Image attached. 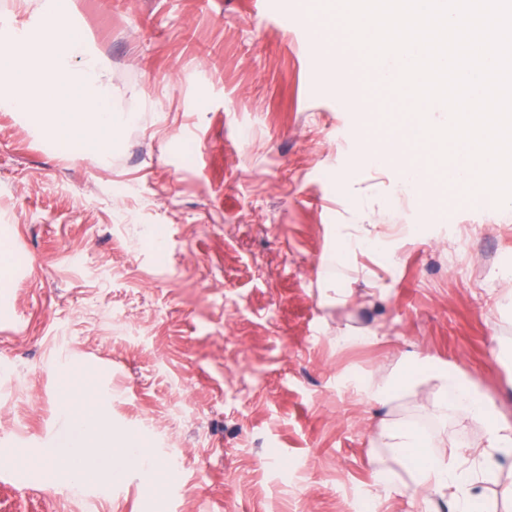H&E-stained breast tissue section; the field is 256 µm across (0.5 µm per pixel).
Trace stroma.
Here are the masks:
<instances>
[{
    "instance_id": "1",
    "label": "stroma",
    "mask_w": 512,
    "mask_h": 512,
    "mask_svg": "<svg viewBox=\"0 0 512 512\" xmlns=\"http://www.w3.org/2000/svg\"><path fill=\"white\" fill-rule=\"evenodd\" d=\"M316 6L69 0L66 23L91 39L130 120L102 163L0 111V512H449L375 485L387 452L369 425L419 421L466 444L480 424L345 387L415 354L472 380L512 425V359L492 353L512 338V215L463 197L434 219L400 166L366 158L359 114L312 60ZM336 224L386 239L350 258L344 307L321 297ZM349 326L375 342L336 347ZM85 377L159 464L155 485L132 470L46 482L35 454L68 467L61 386Z\"/></svg>"
}]
</instances>
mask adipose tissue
I'll return each mask as SVG.
<instances>
[{
	"label": "adipose tissue",
	"mask_w": 512,
	"mask_h": 512,
	"mask_svg": "<svg viewBox=\"0 0 512 512\" xmlns=\"http://www.w3.org/2000/svg\"><path fill=\"white\" fill-rule=\"evenodd\" d=\"M385 248V241L373 235L368 225L340 224L333 231V245L325 266L331 270L357 251L381 252ZM425 388L431 393L434 416L446 417L452 409L467 414L481 423L483 443L468 446L466 453L447 455L443 452V438L426 435L407 421L382 419L370 432L371 445L387 449L407 469L417 493L446 500L451 512H482L483 483L503 466H512V425L499 419L469 381L457 376L447 365L414 357L397 370L360 381L355 392L363 402L384 406ZM62 393L66 399L64 417L81 436L80 444L71 450L75 462L69 473L71 481H79L85 474L86 446L108 448L117 444L133 458L146 482L154 483L158 470L153 458L126 433L112 430L102 415L101 399L94 387L69 384Z\"/></svg>",
	"instance_id": "obj_1"
}]
</instances>
